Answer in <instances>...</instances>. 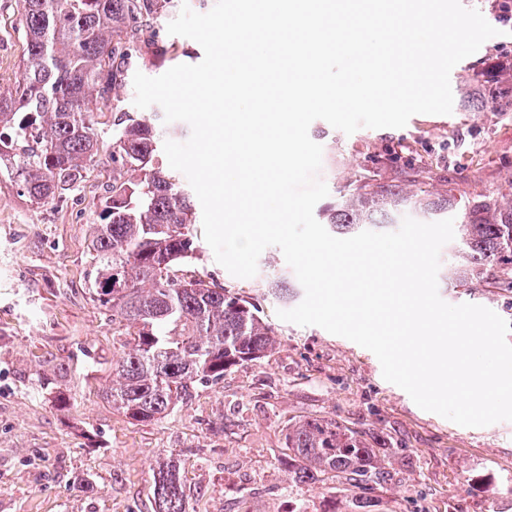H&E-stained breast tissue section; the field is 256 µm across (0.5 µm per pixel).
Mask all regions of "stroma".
<instances>
[{"instance_id":"35a3bbf8","label":"stroma","mask_w":512,"mask_h":512,"mask_svg":"<svg viewBox=\"0 0 512 512\" xmlns=\"http://www.w3.org/2000/svg\"><path fill=\"white\" fill-rule=\"evenodd\" d=\"M496 22L490 0H461ZM18 0H0V91L14 83L23 56ZM156 23L163 53L140 65L156 77L204 52L194 40ZM460 61L450 75L448 115L417 114L402 128L345 134L318 119L311 139L323 148L319 176L329 190L369 178L425 189L452 184L458 194L505 189L512 174V112L486 100L493 62L512 60V22ZM98 161L63 198L31 204L0 177V512H153V471L182 465L195 512H346L350 495L329 480L288 481V421L327 418L379 435L390 480L377 492L378 512H512L498 491L512 478V421L464 427L419 408L384 380L369 350L317 326L278 318L286 302L268 284L295 281L281 250L266 248L258 273L232 276L203 246L192 271L259 302L278 332L268 356L227 370L220 383L161 422L141 425L102 396L120 338L103 307L87 294L88 246L112 188V109L95 111ZM440 268L438 291L452 305L472 303L512 322V292L452 288ZM62 369L71 398L57 409L35 382L37 370Z\"/></svg>"}]
</instances>
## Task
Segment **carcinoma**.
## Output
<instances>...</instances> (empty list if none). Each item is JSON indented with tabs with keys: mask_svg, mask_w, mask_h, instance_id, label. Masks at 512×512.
Segmentation results:
<instances>
[{
	"mask_svg": "<svg viewBox=\"0 0 512 512\" xmlns=\"http://www.w3.org/2000/svg\"><path fill=\"white\" fill-rule=\"evenodd\" d=\"M23 60L13 90L0 93V171L20 193L42 205L80 183L95 163L98 140L92 102L112 105V167L119 177L103 204L88 247L91 300L112 313L124 336L103 394L132 423L169 417L195 397L198 385L256 361L278 345L277 332L257 304L201 277L178 275L201 250L193 233V202L160 154L150 119L135 116L115 95L135 59H146L158 33L154 23L175 0H19ZM491 103L512 111V75ZM507 193L465 199L397 183L349 182L318 213L334 235L383 232L404 213L428 221L454 218L448 252L455 288L512 289V174ZM295 285L273 280L268 293L293 297ZM60 409L70 399L55 376L36 373ZM288 479L296 484L342 479L351 512H371L375 490L388 481L389 460L371 436L332 419L288 423ZM154 512H189L177 462L153 473Z\"/></svg>",
	"mask_w": 512,
	"mask_h": 512,
	"instance_id": "cac0c4a2",
	"label": "carcinoma"
}]
</instances>
